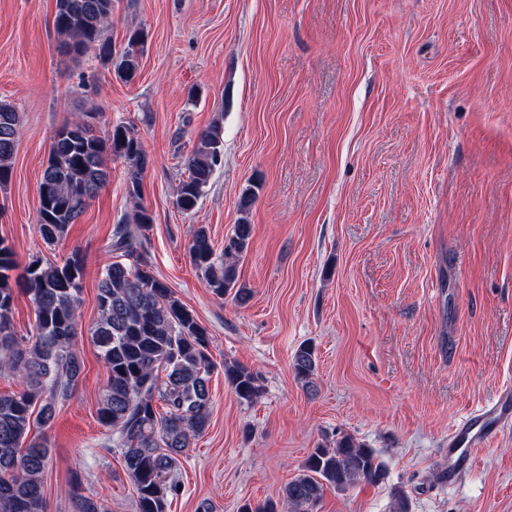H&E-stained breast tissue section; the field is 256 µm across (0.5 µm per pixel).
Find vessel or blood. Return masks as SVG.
Masks as SVG:
<instances>
[{
	"label": "vessel or blood",
	"instance_id": "vessel-or-blood-1",
	"mask_svg": "<svg viewBox=\"0 0 512 512\" xmlns=\"http://www.w3.org/2000/svg\"><path fill=\"white\" fill-rule=\"evenodd\" d=\"M512 425V391L503 390L492 402L463 417L448 435V461L441 470L442 480L456 486L472 470L475 451L490 446L496 436Z\"/></svg>",
	"mask_w": 512,
	"mask_h": 512
}]
</instances>
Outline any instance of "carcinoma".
Segmentation results:
<instances>
[{
	"instance_id": "cac0c4a2",
	"label": "carcinoma",
	"mask_w": 512,
	"mask_h": 512,
	"mask_svg": "<svg viewBox=\"0 0 512 512\" xmlns=\"http://www.w3.org/2000/svg\"><path fill=\"white\" fill-rule=\"evenodd\" d=\"M113 0H56L54 25L63 37L61 51L79 56L93 49L112 65L125 83L137 78L145 48L144 33L131 32L123 50L112 54L104 37L112 21ZM98 114L87 112L65 122L52 136L40 187L38 233L52 246L76 223L108 182L107 153L127 168L125 194L134 211L113 230L112 250L119 259L104 266L98 280V319L91 336L109 373L98 410L101 425L112 430L125 468L134 482L138 512H168L180 485L167 475L180 464L191 439L205 429L211 396L208 375L213 368L210 338L193 312L153 273L147 248L153 216L142 204L147 154L134 130L121 123L104 138L96 131ZM19 113L0 103V186L11 178L19 135ZM224 159L220 122L203 132L183 161L176 205L194 211L215 170ZM252 226L234 225L220 254L208 229L192 232L189 256L214 295L239 305L250 292L239 284L238 262L247 253ZM17 263L0 240V372L21 377L26 389L0 393V512H45L42 473L49 459L47 445L32 434L53 413L54 402L70 399L77 387L80 362L76 352L78 308L85 274L84 258L65 262L35 260L25 267V293L34 305L35 321L25 336L13 326ZM293 371L308 390L314 387L317 356L310 343L293 355ZM224 378L236 397L252 402L261 392L248 368L226 364ZM42 402L35 410L36 402ZM162 402L157 410L156 402ZM386 466L376 449L342 435L320 446L283 489L290 512H315L326 488L342 491L360 482L377 483ZM74 512H109L107 501L84 493L79 474L72 475Z\"/></svg>"
}]
</instances>
